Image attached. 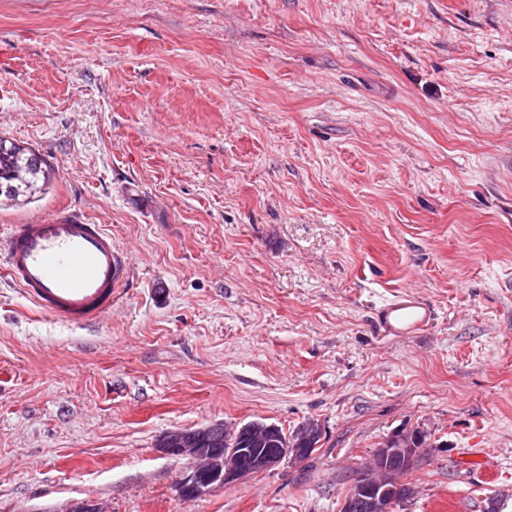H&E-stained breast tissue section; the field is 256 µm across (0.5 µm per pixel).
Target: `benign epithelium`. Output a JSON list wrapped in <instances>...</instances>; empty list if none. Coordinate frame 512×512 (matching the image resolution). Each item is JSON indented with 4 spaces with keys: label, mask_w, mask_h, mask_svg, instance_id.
<instances>
[{
    "label": "benign epithelium",
    "mask_w": 512,
    "mask_h": 512,
    "mask_svg": "<svg viewBox=\"0 0 512 512\" xmlns=\"http://www.w3.org/2000/svg\"><path fill=\"white\" fill-rule=\"evenodd\" d=\"M278 426L261 420L226 428L214 424L198 428L176 429L164 436L165 451L171 455H188L194 465L179 482L180 491H191L195 497L206 495L217 485L243 483L253 476L270 471L284 462L302 460L310 449L320 445L322 428L308 421L288 435L285 448H262L269 433ZM247 434L256 448H226L218 445L228 438ZM411 434L393 435L375 450L371 463L357 473L353 490L344 499V512H361V502L368 503L370 512H390L392 499L401 494L405 485L399 480L401 470L387 461L414 463Z\"/></svg>",
    "instance_id": "obj_1"
}]
</instances>
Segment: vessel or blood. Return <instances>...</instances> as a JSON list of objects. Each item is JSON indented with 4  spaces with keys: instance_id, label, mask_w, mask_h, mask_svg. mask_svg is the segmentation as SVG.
<instances>
[{
    "instance_id": "1",
    "label": "vessel or blood",
    "mask_w": 512,
    "mask_h": 512,
    "mask_svg": "<svg viewBox=\"0 0 512 512\" xmlns=\"http://www.w3.org/2000/svg\"><path fill=\"white\" fill-rule=\"evenodd\" d=\"M0 266L42 312L74 328L111 313L129 270L110 233L67 211L11 225L0 236ZM432 321L429 304L404 289L373 312L384 336H417Z\"/></svg>"
}]
</instances>
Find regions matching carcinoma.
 <instances>
[{
  "instance_id": "1",
  "label": "carcinoma",
  "mask_w": 512,
  "mask_h": 512,
  "mask_svg": "<svg viewBox=\"0 0 512 512\" xmlns=\"http://www.w3.org/2000/svg\"><path fill=\"white\" fill-rule=\"evenodd\" d=\"M50 177V165L41 154L0 137V206L35 201Z\"/></svg>"
}]
</instances>
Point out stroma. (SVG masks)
Masks as SVG:
<instances>
[{
    "label": "stroma",
    "mask_w": 512,
    "mask_h": 512,
    "mask_svg": "<svg viewBox=\"0 0 512 512\" xmlns=\"http://www.w3.org/2000/svg\"><path fill=\"white\" fill-rule=\"evenodd\" d=\"M0 136L51 167L0 230L131 264L80 328L0 272V512H340L419 427L396 512H512V0H0ZM256 419L321 446L180 497L163 434ZM433 310L407 290H399L374 308L373 322L382 336H418L428 330Z\"/></svg>",
    "instance_id": "obj_1"
}]
</instances>
